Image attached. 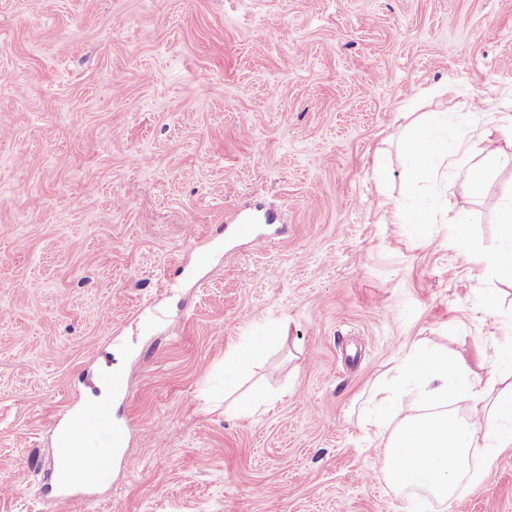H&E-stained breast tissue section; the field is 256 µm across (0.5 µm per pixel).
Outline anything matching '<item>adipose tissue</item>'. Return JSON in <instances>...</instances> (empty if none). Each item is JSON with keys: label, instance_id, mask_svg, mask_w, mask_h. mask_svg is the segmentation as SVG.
I'll list each match as a JSON object with an SVG mask.
<instances>
[{"label": "adipose tissue", "instance_id": "obj_1", "mask_svg": "<svg viewBox=\"0 0 512 512\" xmlns=\"http://www.w3.org/2000/svg\"><path fill=\"white\" fill-rule=\"evenodd\" d=\"M484 134L449 141L442 155H435L425 126L409 132L408 156L420 172L437 175L453 168L459 156L472 158V182L487 173L512 166V153L489 150ZM497 371L481 378L455 356L438 350L413 348L402 359L396 377L378 385L374 407L390 433L383 448L384 472L400 485L424 484L437 500L452 499L460 480L469 471L471 448L487 452L512 446V347L495 353ZM423 406L420 414H398L404 397ZM468 402L473 412L491 421L490 429L478 422L457 418L446 409L449 398Z\"/></svg>", "mask_w": 512, "mask_h": 512}]
</instances>
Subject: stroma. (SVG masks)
Segmentation results:
<instances>
[{
  "label": "stroma",
  "mask_w": 512,
  "mask_h": 512,
  "mask_svg": "<svg viewBox=\"0 0 512 512\" xmlns=\"http://www.w3.org/2000/svg\"><path fill=\"white\" fill-rule=\"evenodd\" d=\"M511 107L512 0H0V471L29 460L0 512H56L55 426L116 371L130 437L65 512H512V447L446 504L386 477L367 422L411 347L485 378L512 343V278L478 259L512 167L476 189L404 159L433 114L438 147L512 148ZM244 212L284 234L211 252ZM276 326L225 392V351Z\"/></svg>",
  "instance_id": "stroma-1"
}]
</instances>
